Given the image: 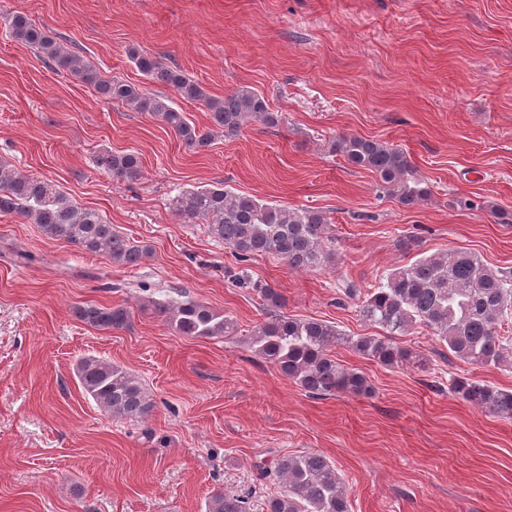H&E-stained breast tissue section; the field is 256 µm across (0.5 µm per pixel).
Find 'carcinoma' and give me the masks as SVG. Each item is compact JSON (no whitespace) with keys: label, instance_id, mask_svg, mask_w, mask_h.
Instances as JSON below:
<instances>
[{"label":"carcinoma","instance_id":"obj_1","mask_svg":"<svg viewBox=\"0 0 512 512\" xmlns=\"http://www.w3.org/2000/svg\"><path fill=\"white\" fill-rule=\"evenodd\" d=\"M4 21L12 39L35 48L54 69L79 78L107 100L147 114L195 153L208 148L219 131L235 137L251 121L268 126L279 122L265 97L249 87L213 97L181 70L163 65L145 51L130 49L129 60L143 77L172 88L180 98L199 103L209 112L210 127L199 128L187 121L171 98L103 77L26 15L8 14ZM331 149L351 167L375 174L380 187L404 207H414L430 194L406 154L385 141L344 134L332 141ZM97 164L116 181H133L141 173V158L132 150H105ZM171 206L183 223L206 224L208 234L231 249L239 263L271 255L293 269L313 271L336 259L328 218L314 208L290 209L221 185L181 189ZM0 213L24 218L38 225L44 236L63 240L80 252H104L117 266L138 267L152 256L149 246L135 244L116 232L97 211L74 204L52 183L21 175L1 162ZM235 283L258 291L266 307L281 306V294L252 281L250 275L235 276ZM342 293L360 297L359 316L381 326L385 335L351 337L325 321L274 314L254 327L249 348L283 377L317 397L370 391L366 378L340 365L331 347L346 344L362 357L394 368L420 360L419 351L396 342L417 328L438 336L464 362L500 365L512 360V336L500 335L501 326L512 317V271L488 266L475 252H435L389 270L377 287L365 293L350 281ZM149 304L180 336L237 335L233 319L200 301L186 297L171 302L152 299ZM75 315L103 331L123 329L129 323V311L122 305L86 303L75 308ZM76 376L83 393L114 418H142L153 409L139 377L110 361L85 358ZM451 390L465 402L512 419V392L469 378L454 379ZM257 476L281 485L280 492L266 502V512H350L345 483L336 466L320 453L283 454L270 464H258ZM207 512H253L252 499L247 494L217 492L208 501Z\"/></svg>","mask_w":512,"mask_h":512}]
</instances>
